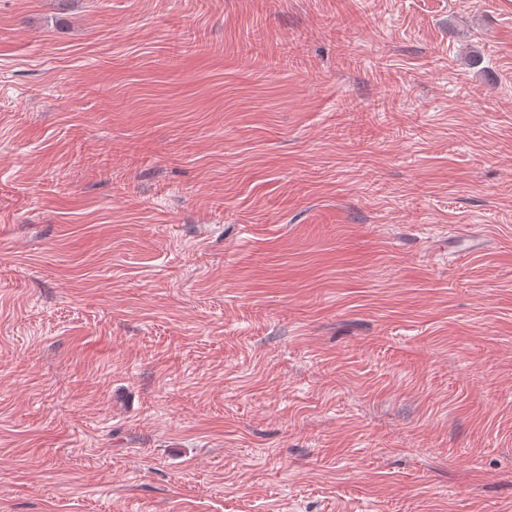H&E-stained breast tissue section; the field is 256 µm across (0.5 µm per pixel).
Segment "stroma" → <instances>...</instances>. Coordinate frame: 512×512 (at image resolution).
Instances as JSON below:
<instances>
[{
	"mask_svg": "<svg viewBox=\"0 0 512 512\" xmlns=\"http://www.w3.org/2000/svg\"><path fill=\"white\" fill-rule=\"evenodd\" d=\"M0 512H512V0H0Z\"/></svg>",
	"mask_w": 512,
	"mask_h": 512,
	"instance_id": "35a3bbf8",
	"label": "stroma"
}]
</instances>
